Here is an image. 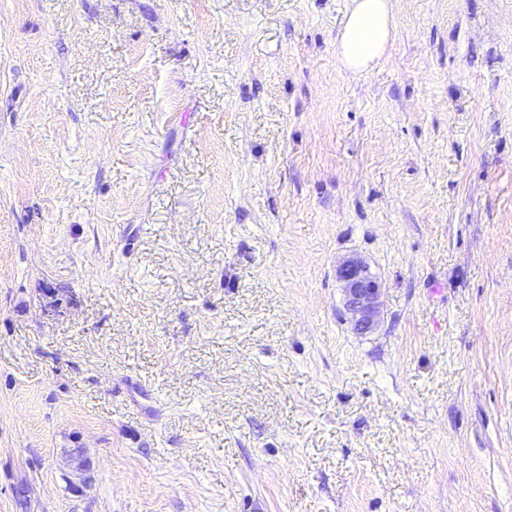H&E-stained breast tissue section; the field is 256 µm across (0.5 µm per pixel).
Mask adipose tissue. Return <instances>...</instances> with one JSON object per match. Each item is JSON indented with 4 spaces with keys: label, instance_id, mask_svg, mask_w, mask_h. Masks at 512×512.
<instances>
[{
    "label": "adipose tissue",
    "instance_id": "obj_1",
    "mask_svg": "<svg viewBox=\"0 0 512 512\" xmlns=\"http://www.w3.org/2000/svg\"><path fill=\"white\" fill-rule=\"evenodd\" d=\"M398 31L394 0H351L338 37L343 69L357 75L386 52Z\"/></svg>",
    "mask_w": 512,
    "mask_h": 512
}]
</instances>
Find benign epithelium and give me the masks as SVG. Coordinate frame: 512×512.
Returning <instances> with one entry per match:
<instances>
[{
  "label": "benign epithelium",
  "instance_id": "obj_1",
  "mask_svg": "<svg viewBox=\"0 0 512 512\" xmlns=\"http://www.w3.org/2000/svg\"><path fill=\"white\" fill-rule=\"evenodd\" d=\"M345 296V309L353 329L370 333L380 321L382 285L370 265L357 256L348 257L336 269Z\"/></svg>",
  "mask_w": 512,
  "mask_h": 512
}]
</instances>
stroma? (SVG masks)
Returning <instances> with one entry per match:
<instances>
[{
	"label": "stroma",
	"instance_id": "stroma-1",
	"mask_svg": "<svg viewBox=\"0 0 512 512\" xmlns=\"http://www.w3.org/2000/svg\"><path fill=\"white\" fill-rule=\"evenodd\" d=\"M395 4L0 0V512H512V0ZM393 0H351L338 37L342 68L357 75L386 52L398 31ZM345 296V309L358 334L370 333L380 321L382 285L370 265L357 256L348 257L336 269Z\"/></svg>",
	"mask_w": 512,
	"mask_h": 512
}]
</instances>
